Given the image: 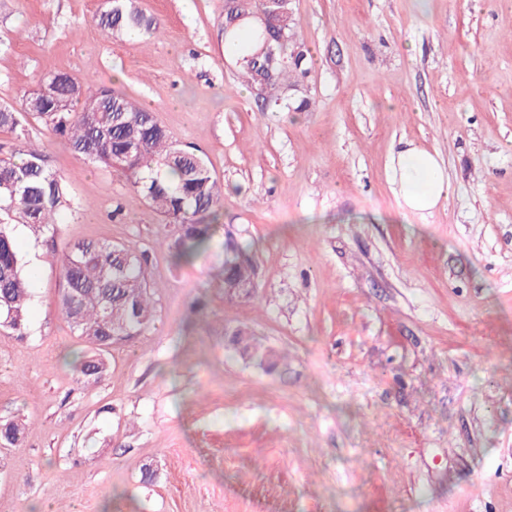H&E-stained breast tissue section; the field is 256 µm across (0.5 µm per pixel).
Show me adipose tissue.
<instances>
[{
	"instance_id": "1",
	"label": "adipose tissue",
	"mask_w": 512,
	"mask_h": 512,
	"mask_svg": "<svg viewBox=\"0 0 512 512\" xmlns=\"http://www.w3.org/2000/svg\"><path fill=\"white\" fill-rule=\"evenodd\" d=\"M398 178L401 195L413 210L433 208L451 193L437 156L414 147L400 152Z\"/></svg>"
}]
</instances>
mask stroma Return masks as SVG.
I'll list each match as a JSON object with an SVG mask.
<instances>
[{
    "instance_id": "35a3bbf8",
    "label": "stroma",
    "mask_w": 512,
    "mask_h": 512,
    "mask_svg": "<svg viewBox=\"0 0 512 512\" xmlns=\"http://www.w3.org/2000/svg\"><path fill=\"white\" fill-rule=\"evenodd\" d=\"M105 0H0V106L54 71L138 99L224 186L215 247H156L125 176L42 127L83 204L35 253L30 332L0 329V512H512V0H293L308 112L262 109L224 48V0H137L161 33L105 37ZM453 186L407 208L399 152ZM256 290L228 297L226 238ZM109 239L149 253L154 325L77 385L85 348L53 255ZM242 328L273 368L224 343ZM27 424L24 420L9 421L0 424V447L13 448L17 447L26 431Z\"/></svg>"
}]
</instances>
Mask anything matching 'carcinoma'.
<instances>
[{
	"label": "carcinoma",
	"mask_w": 512,
	"mask_h": 512,
	"mask_svg": "<svg viewBox=\"0 0 512 512\" xmlns=\"http://www.w3.org/2000/svg\"><path fill=\"white\" fill-rule=\"evenodd\" d=\"M99 17L100 27L119 38L134 34L152 38L159 25L145 15L135 0H107ZM251 10L271 13L269 26L254 25L236 17ZM225 45L235 58L242 81L251 90L266 89L264 108L275 112H308L313 105L307 84L310 48L298 31L288 2L224 0ZM285 37L299 50L290 63H271L263 47L268 35ZM53 95L28 109L29 97L20 108L0 107V130L14 135V147L0 157V328L12 331L20 341L28 335V308L32 300L30 274L18 251L12 224L29 228L36 237L54 238L57 217L78 208L66 178L48 165L46 150L30 143V127L36 124L76 156L93 166L112 168V156L125 152L136 141L128 167L121 171L132 188L167 223L163 243L179 260L201 259L212 247L214 224L223 205L224 190L213 177L201 152L174 141L158 116L129 95L107 86H95L66 71L43 77ZM61 289L58 308L73 333L90 351L73 362L76 382L105 380L109 363L105 354L112 345L129 343L141 336L156 317L149 290L146 253L110 240H83L54 256ZM255 284L254 269L246 249L232 239L224 241V292ZM234 349L261 364L273 365L271 355L250 342L248 333H230ZM24 420L0 424V447L20 444Z\"/></svg>",
	"instance_id": "cac0c4a2"
}]
</instances>
